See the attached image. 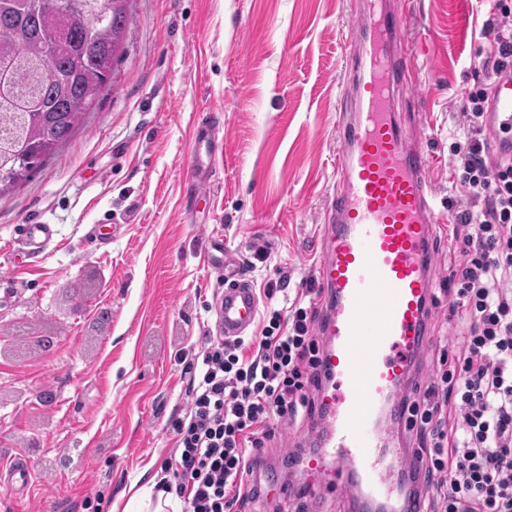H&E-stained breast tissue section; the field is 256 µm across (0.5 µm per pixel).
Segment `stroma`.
Returning a JSON list of instances; mask_svg holds the SVG:
<instances>
[{"label":"stroma","mask_w":512,"mask_h":512,"mask_svg":"<svg viewBox=\"0 0 512 512\" xmlns=\"http://www.w3.org/2000/svg\"><path fill=\"white\" fill-rule=\"evenodd\" d=\"M366 0H136L112 84L31 179L0 195V464L25 456L0 512H113L162 476L185 406L181 357L216 333L223 287L209 241L264 309L319 288L320 217L336 181L337 127L355 110L343 31ZM413 11L418 74L396 93L431 158L438 210L456 213L451 150L469 91L487 82L490 0H386ZM213 124L210 185L194 193L191 135ZM52 240L31 253L27 227ZM49 347H40V340ZM312 432L282 419L262 474L299 486L286 458Z\"/></svg>","instance_id":"1"}]
</instances>
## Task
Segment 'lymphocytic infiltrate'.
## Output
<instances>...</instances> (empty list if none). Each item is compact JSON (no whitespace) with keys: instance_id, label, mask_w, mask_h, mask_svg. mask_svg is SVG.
<instances>
[{"instance_id":"obj_1","label":"lymphocytic infiltrate","mask_w":512,"mask_h":512,"mask_svg":"<svg viewBox=\"0 0 512 512\" xmlns=\"http://www.w3.org/2000/svg\"><path fill=\"white\" fill-rule=\"evenodd\" d=\"M482 60L490 78L512 75V8L494 0ZM488 88L469 92L467 132L452 169L469 204L450 235L454 266L442 291L462 331L442 350L407 427L426 455L414 475L421 512H512V159L488 149L481 120ZM320 296L291 314L273 310L258 338L208 337L201 358L185 361L184 414L172 419L173 480L160 490L183 512H233L265 496L250 481L282 418L314 419L321 338Z\"/></svg>"}]
</instances>
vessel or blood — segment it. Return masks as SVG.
Listing matches in <instances>:
<instances>
[{
  "mask_svg": "<svg viewBox=\"0 0 512 512\" xmlns=\"http://www.w3.org/2000/svg\"><path fill=\"white\" fill-rule=\"evenodd\" d=\"M407 25L406 16L371 0L368 14L347 27V42L363 44L368 64L355 82L359 108L339 132L336 188L322 217L317 279L330 306L320 324L322 415L306 472L313 488L331 486L357 512L388 495L398 472L422 469L413 451L383 464L379 450L388 431L379 415L387 402L403 409L401 388L419 352L434 341L429 272L436 233L448 228L447 216L433 204L430 160L394 117L395 88L416 70L410 55L390 51ZM507 121L512 77L497 79L487 102L486 134L493 155L502 158H512V146L499 136ZM210 266L224 277L219 335H248L259 312L252 281L230 256Z\"/></svg>",
  "mask_w": 512,
  "mask_h": 512,
  "instance_id": "obj_1",
  "label": "vessel or blood"
}]
</instances>
